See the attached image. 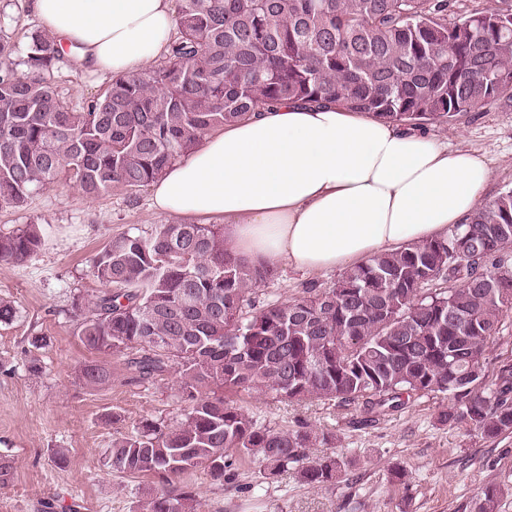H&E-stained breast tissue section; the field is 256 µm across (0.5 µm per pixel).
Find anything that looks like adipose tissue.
Instances as JSON below:
<instances>
[{"label": "adipose tissue", "instance_id": "adipose-tissue-1", "mask_svg": "<svg viewBox=\"0 0 512 512\" xmlns=\"http://www.w3.org/2000/svg\"><path fill=\"white\" fill-rule=\"evenodd\" d=\"M43 29L95 73H136L165 50L172 0H32ZM491 179L485 160L338 105L293 102L205 137L151 184L172 216L221 220L252 265L331 272L467 223Z\"/></svg>", "mask_w": 512, "mask_h": 512}]
</instances>
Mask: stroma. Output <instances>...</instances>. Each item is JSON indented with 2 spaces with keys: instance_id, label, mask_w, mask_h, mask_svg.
I'll list each match as a JSON object with an SVG mask.
<instances>
[{
  "instance_id": "35a3bbf8",
  "label": "stroma",
  "mask_w": 512,
  "mask_h": 512,
  "mask_svg": "<svg viewBox=\"0 0 512 512\" xmlns=\"http://www.w3.org/2000/svg\"><path fill=\"white\" fill-rule=\"evenodd\" d=\"M39 28L30 0H0V32L17 41L18 58ZM54 79L77 105L111 81L74 59ZM427 131L449 148L484 158L488 198L512 187V106L498 102L458 125ZM173 221L152 208L146 187L88 199L58 186L35 194L25 209L0 211L1 232L29 224L49 231L31 259L0 261V298L17 308L11 324H0V458L11 466L9 481L0 485V512H140L150 479L112 471L105 453L142 419H181L184 405L175 381L129 384L120 360L86 350L75 334L74 304L100 290L92 259L112 238ZM35 335L45 337L43 346H32ZM94 359L111 370V385L92 388L79 377V366ZM33 362L39 373L29 372ZM239 403L275 428L305 421L334 431L333 450L317 446L309 455L330 452L349 465L330 487L308 485L290 472L269 474L256 457L241 460L234 480L222 485L199 468L185 476L197 489V512H471L489 484L502 489L498 512H512V434L487 438L440 424L443 397H413L365 428L353 427L354 409L319 401L293 404L255 393ZM59 455L65 465L56 463Z\"/></svg>"
}]
</instances>
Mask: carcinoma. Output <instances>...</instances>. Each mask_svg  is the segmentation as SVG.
Returning <instances> with one entry per match:
<instances>
[{"label":"carcinoma","instance_id":"carcinoma-1","mask_svg":"<svg viewBox=\"0 0 512 512\" xmlns=\"http://www.w3.org/2000/svg\"><path fill=\"white\" fill-rule=\"evenodd\" d=\"M177 33L154 65L113 79L73 104L53 80L64 53L31 36L0 35V209L26 208L63 182L88 198L139 191L213 129L261 108L336 102L412 129L454 126L512 98V0L461 12L456 0H176ZM30 224L0 233V260L44 244ZM102 288L75 303L76 331L145 386L175 378L187 409L170 424L145 419L112 441V470L156 480L143 512H196L177 479L199 467L219 484L241 458L327 486L349 461L309 459L335 435L302 422L275 429L233 400L270 393L362 409L365 421L410 398L448 396L438 414L487 438L512 434V364L486 371V351L512 313V189L445 238L409 243L271 299L273 266L237 261L222 224H158L123 234L95 256ZM90 386L112 380L88 362ZM487 486L473 512H497Z\"/></svg>","mask_w":512,"mask_h":512}]
</instances>
